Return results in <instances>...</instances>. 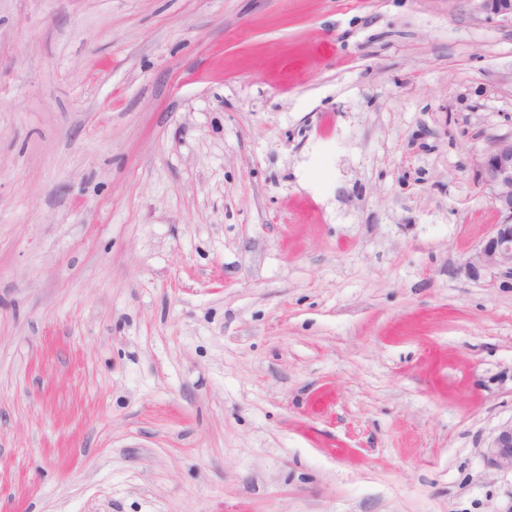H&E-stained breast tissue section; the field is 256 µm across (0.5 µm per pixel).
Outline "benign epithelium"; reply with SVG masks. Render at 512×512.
Returning <instances> with one entry per match:
<instances>
[{"label":"benign epithelium","mask_w":512,"mask_h":512,"mask_svg":"<svg viewBox=\"0 0 512 512\" xmlns=\"http://www.w3.org/2000/svg\"><path fill=\"white\" fill-rule=\"evenodd\" d=\"M479 12L491 23L512 25V0H475ZM478 181L488 190L493 207L505 216L464 260L461 270L479 280L493 275L512 280V139L502 140L481 162ZM488 467L512 472V419L499 424L485 442Z\"/></svg>","instance_id":"1"}]
</instances>
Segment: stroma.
Segmentation results:
<instances>
[{
	"label": "stroma",
	"mask_w": 512,
	"mask_h": 512,
	"mask_svg": "<svg viewBox=\"0 0 512 512\" xmlns=\"http://www.w3.org/2000/svg\"><path fill=\"white\" fill-rule=\"evenodd\" d=\"M510 137L474 0H0V512H507ZM478 181L488 190L493 207L505 216L464 260L461 270L470 279L487 275L512 280V139L502 140L481 162ZM484 448L483 458L488 467L512 473V419L492 431Z\"/></svg>",
	"instance_id": "stroma-1"
}]
</instances>
